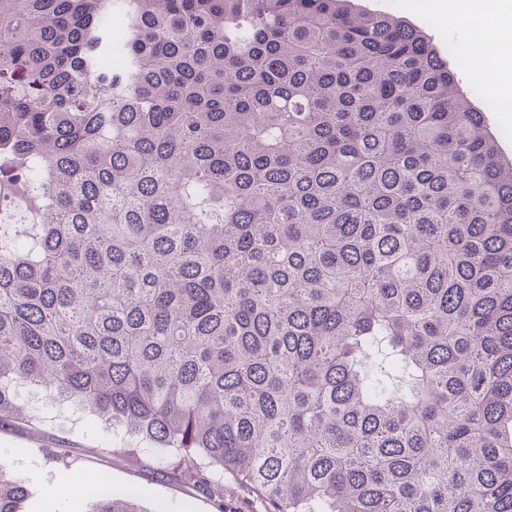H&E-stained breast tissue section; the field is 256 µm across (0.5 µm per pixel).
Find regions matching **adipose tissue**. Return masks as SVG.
Listing matches in <instances>:
<instances>
[{
	"instance_id": "obj_1",
	"label": "adipose tissue",
	"mask_w": 512,
	"mask_h": 512,
	"mask_svg": "<svg viewBox=\"0 0 512 512\" xmlns=\"http://www.w3.org/2000/svg\"><path fill=\"white\" fill-rule=\"evenodd\" d=\"M438 8L449 30L466 25L480 30V39L467 50L482 60L498 47L504 19L512 13V0H439Z\"/></svg>"
}]
</instances>
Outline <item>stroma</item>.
I'll list each match as a JSON object with an SVG mask.
<instances>
[{
    "mask_svg": "<svg viewBox=\"0 0 512 512\" xmlns=\"http://www.w3.org/2000/svg\"><path fill=\"white\" fill-rule=\"evenodd\" d=\"M352 6L401 18L422 30L440 55L447 57L462 89L472 93V102L483 112L502 156L512 159V111L492 108L493 91L471 78L472 60L463 44L475 40V30L448 32L435 0H352ZM21 403L40 417V424L20 420L0 424V457L10 462L13 476L27 490L20 512H90L97 490L63 482L48 457L49 451L58 448L66 449L80 469L104 473L112 485L128 488L142 512H217L221 507L226 512H264L255 494L233 484H225L220 499L207 487L185 484L168 473L159 455L136 448L134 440H122L111 426L76 402L58 400L38 389L23 392Z\"/></svg>",
    "mask_w": 512,
    "mask_h": 512,
    "instance_id": "obj_1",
    "label": "stroma"
}]
</instances>
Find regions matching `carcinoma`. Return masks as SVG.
<instances>
[{"label":"carcinoma","instance_id":"carcinoma-1","mask_svg":"<svg viewBox=\"0 0 512 512\" xmlns=\"http://www.w3.org/2000/svg\"><path fill=\"white\" fill-rule=\"evenodd\" d=\"M348 2L0 0V421L45 388L266 512H512V161Z\"/></svg>","mask_w":512,"mask_h":512}]
</instances>
